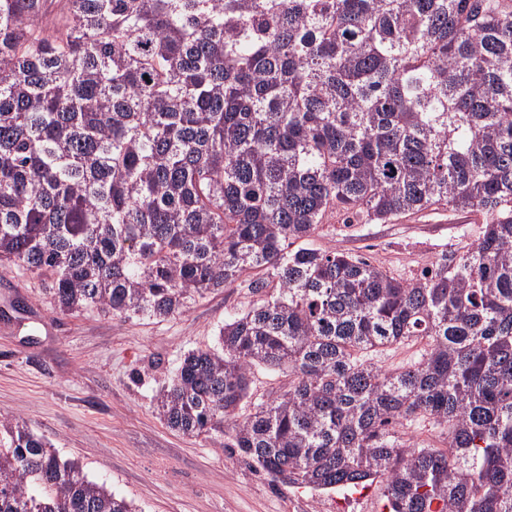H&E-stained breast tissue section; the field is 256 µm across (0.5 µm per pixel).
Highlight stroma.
Segmentation results:
<instances>
[{
	"instance_id": "1",
	"label": "stroma",
	"mask_w": 512,
	"mask_h": 512,
	"mask_svg": "<svg viewBox=\"0 0 512 512\" xmlns=\"http://www.w3.org/2000/svg\"><path fill=\"white\" fill-rule=\"evenodd\" d=\"M483 227L479 214L442 208L385 224L333 214L311 242L412 278L441 253L466 250ZM248 285L181 315L123 321L57 314L40 278L0 267V419L23 421L136 512H330L336 491L281 483L221 438L183 435L160 416L162 382L188 350L217 346L225 320L247 308Z\"/></svg>"
}]
</instances>
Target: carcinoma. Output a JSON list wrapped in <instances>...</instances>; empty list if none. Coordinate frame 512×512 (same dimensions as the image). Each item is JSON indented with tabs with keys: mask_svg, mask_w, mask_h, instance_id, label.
Listing matches in <instances>:
<instances>
[{
	"mask_svg": "<svg viewBox=\"0 0 512 512\" xmlns=\"http://www.w3.org/2000/svg\"><path fill=\"white\" fill-rule=\"evenodd\" d=\"M434 206L485 227L420 277L309 243ZM5 264L123 320L247 276L170 429L289 485L380 477L390 512H512V0H0ZM261 368L288 381L250 403ZM0 512L133 505L0 419ZM422 347L421 343L399 347L383 353L378 359L386 367H400L416 361L420 357Z\"/></svg>",
	"mask_w": 512,
	"mask_h": 512,
	"instance_id": "obj_1",
	"label": "carcinoma"
}]
</instances>
